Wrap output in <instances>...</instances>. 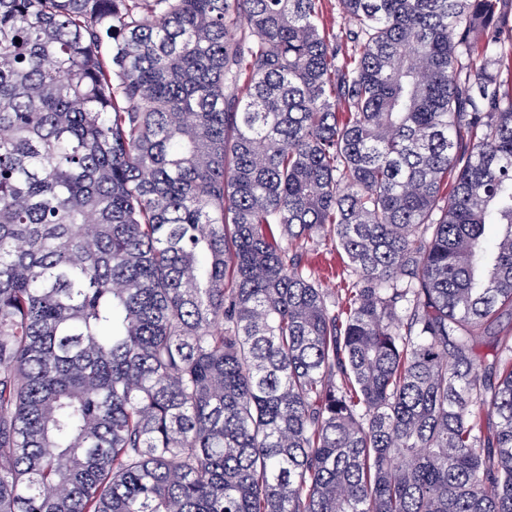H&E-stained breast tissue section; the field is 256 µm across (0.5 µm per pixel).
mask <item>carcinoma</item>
Returning <instances> with one entry per match:
<instances>
[{"instance_id": "carcinoma-1", "label": "carcinoma", "mask_w": 512, "mask_h": 512, "mask_svg": "<svg viewBox=\"0 0 512 512\" xmlns=\"http://www.w3.org/2000/svg\"><path fill=\"white\" fill-rule=\"evenodd\" d=\"M324 2L0 0V512H512V0ZM314 248L317 251H311L305 256V272H311L323 288H330L336 295L339 280H336L335 272L346 265L347 260L340 253L331 251L330 246L320 244Z\"/></svg>"}]
</instances>
